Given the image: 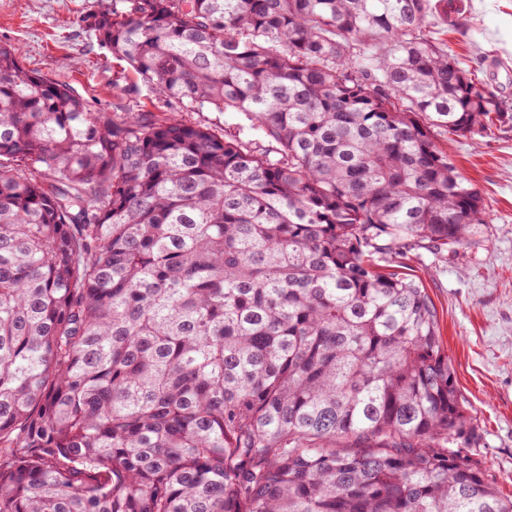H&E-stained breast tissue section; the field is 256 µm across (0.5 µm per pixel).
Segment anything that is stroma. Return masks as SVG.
Returning a JSON list of instances; mask_svg holds the SVG:
<instances>
[{
  "instance_id": "stroma-1",
  "label": "stroma",
  "mask_w": 512,
  "mask_h": 512,
  "mask_svg": "<svg viewBox=\"0 0 512 512\" xmlns=\"http://www.w3.org/2000/svg\"><path fill=\"white\" fill-rule=\"evenodd\" d=\"M111 0H0V44L10 45L24 71L69 83L94 112H175L91 35L90 9ZM456 25L441 37L471 69L512 102V52L497 34L512 32V0L481 10L462 0ZM460 173L491 203L474 245L438 258L408 253L439 316V332L462 396L476 411L472 448L488 479L512 495V121L488 134L444 140Z\"/></svg>"
}]
</instances>
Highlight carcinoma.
I'll use <instances>...</instances> for the list:
<instances>
[{"label": "carcinoma", "mask_w": 512, "mask_h": 512, "mask_svg": "<svg viewBox=\"0 0 512 512\" xmlns=\"http://www.w3.org/2000/svg\"><path fill=\"white\" fill-rule=\"evenodd\" d=\"M455 12L112 0L91 31L162 118L0 45V512H512L399 261L487 223L438 136L512 120ZM184 117L192 122L209 126L219 133L224 132L225 128L235 129L237 123L242 122L241 116L235 112H189V114H184Z\"/></svg>", "instance_id": "cac0c4a2"}]
</instances>
